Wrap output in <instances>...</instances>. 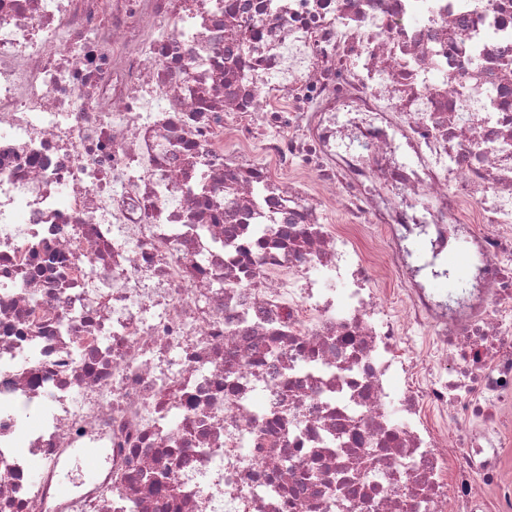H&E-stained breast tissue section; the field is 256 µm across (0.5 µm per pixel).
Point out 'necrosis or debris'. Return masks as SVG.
Wrapping results in <instances>:
<instances>
[{
  "label": "necrosis or debris",
  "mask_w": 512,
  "mask_h": 512,
  "mask_svg": "<svg viewBox=\"0 0 512 512\" xmlns=\"http://www.w3.org/2000/svg\"><path fill=\"white\" fill-rule=\"evenodd\" d=\"M511 440L512 0H0V512H512Z\"/></svg>",
  "instance_id": "necrosis-or-debris-1"
}]
</instances>
